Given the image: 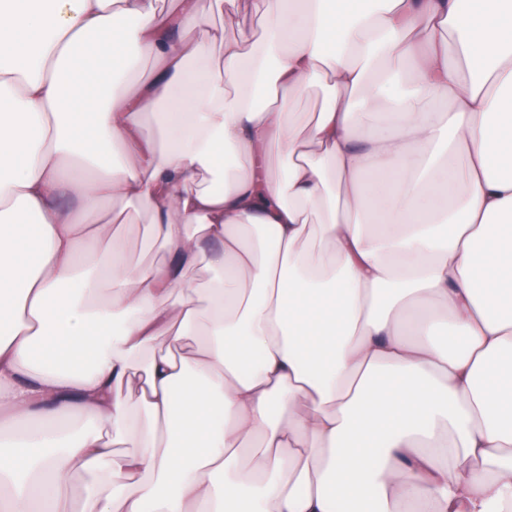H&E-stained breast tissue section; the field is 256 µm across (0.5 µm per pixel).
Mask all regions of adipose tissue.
<instances>
[{"label":"adipose tissue","mask_w":512,"mask_h":512,"mask_svg":"<svg viewBox=\"0 0 512 512\" xmlns=\"http://www.w3.org/2000/svg\"><path fill=\"white\" fill-rule=\"evenodd\" d=\"M226 2L0 0V512H512V0ZM330 97V92L324 85H314L307 98L290 102L285 106V117L287 120L308 118L327 106ZM122 222L114 226L123 237L129 260L133 264H144L161 258L158 246L151 239L150 216L145 208H130Z\"/></svg>","instance_id":"adipose-tissue-1"}]
</instances>
